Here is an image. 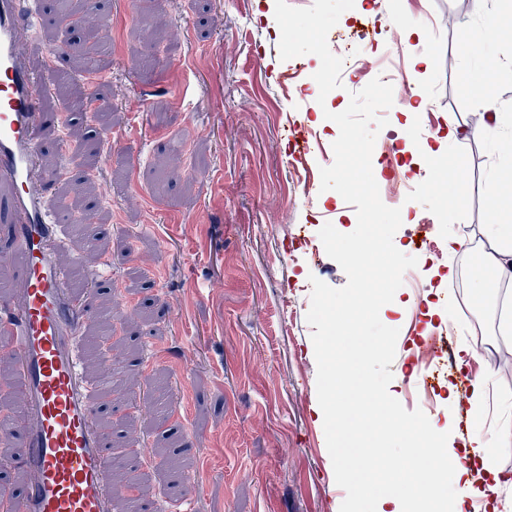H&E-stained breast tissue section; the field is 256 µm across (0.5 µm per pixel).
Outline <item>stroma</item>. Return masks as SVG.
<instances>
[{
    "label": "stroma",
    "mask_w": 512,
    "mask_h": 512,
    "mask_svg": "<svg viewBox=\"0 0 512 512\" xmlns=\"http://www.w3.org/2000/svg\"><path fill=\"white\" fill-rule=\"evenodd\" d=\"M490 13L512 25V0L480 7L364 0L335 27L350 47L341 78L351 89L391 66L395 97L412 102L408 71L431 61L423 77L428 108L391 120L376 139L407 167L378 182L382 201L401 210L394 238L406 255L439 257L450 235L480 243L485 225L512 222V181L497 201L488 197L492 172L512 162L502 150L512 137V84L481 80L487 67L512 62V40L488 42L479 56L465 50L466 33L482 29ZM410 23L423 36L406 45L399 30ZM276 27L256 20L255 0H112L108 69L76 78L63 96L49 87L42 102L53 137L79 100L103 87L110 93L107 137L68 147L73 156L96 155V181L110 190L86 204L118 278L112 359L141 355L144 338L156 347L152 360L135 365L138 385L116 395L134 421L125 441L145 443L142 499L155 505L191 495L195 512H338L344 500L325 492L335 477L314 413L317 364L306 315L311 278L335 288L347 282L321 250L319 231L328 222L347 231L356 208L332 190L305 194L320 168L300 159L285 125L323 106L343 111L349 99L331 93L318 103L320 60L311 54L298 61L305 78L278 83L293 63L280 57ZM491 106L502 121L488 130ZM450 114L468 128L450 161L431 170L413 165L404 145L432 140ZM452 164L462 171L450 196ZM456 262L455 281L423 269L380 311L399 331L390 394L404 405L432 398L427 417L440 427L448 387L466 375L488 379L496 417H512V377L499 363L502 352L512 353L503 329L512 301L499 304L491 290L470 300L469 254ZM417 302L450 311L452 354L464 343L478 352L467 368H436L428 397L408 390L424 370Z\"/></svg>",
    "instance_id": "obj_1"
}]
</instances>
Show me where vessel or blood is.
<instances>
[{"instance_id":"obj_1","label":"vessel or blood","mask_w":512,"mask_h":512,"mask_svg":"<svg viewBox=\"0 0 512 512\" xmlns=\"http://www.w3.org/2000/svg\"><path fill=\"white\" fill-rule=\"evenodd\" d=\"M50 11L48 0L35 10L30 0H0V223L10 238L0 273L18 282L0 302V361L22 386L11 418L26 475L22 490L0 491V512H127L129 499L112 481V429L102 422L112 403L84 373L93 296L70 287L67 218L47 202L39 75L25 44Z\"/></svg>"}]
</instances>
